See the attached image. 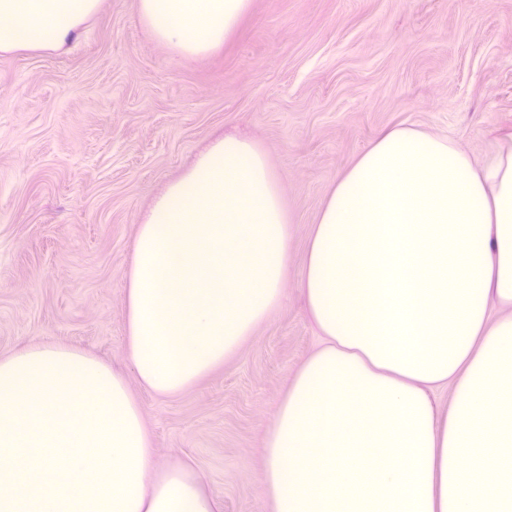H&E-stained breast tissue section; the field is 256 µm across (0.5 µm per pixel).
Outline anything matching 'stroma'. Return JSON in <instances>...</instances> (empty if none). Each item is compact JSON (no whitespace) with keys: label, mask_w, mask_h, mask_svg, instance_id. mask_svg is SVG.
<instances>
[{"label":"stroma","mask_w":512,"mask_h":512,"mask_svg":"<svg viewBox=\"0 0 512 512\" xmlns=\"http://www.w3.org/2000/svg\"><path fill=\"white\" fill-rule=\"evenodd\" d=\"M512 113V0H254L203 58L101 0L64 50L0 54V354L33 342L126 369L125 273L155 198L217 136L266 154L292 216L279 310L173 398L133 391L157 464L196 459L224 512H268L262 434L318 338L298 283L327 188L397 123L485 154Z\"/></svg>","instance_id":"35a3bbf8"}]
</instances>
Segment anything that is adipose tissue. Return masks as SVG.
Masks as SVG:
<instances>
[{"mask_svg": "<svg viewBox=\"0 0 512 512\" xmlns=\"http://www.w3.org/2000/svg\"><path fill=\"white\" fill-rule=\"evenodd\" d=\"M253 3L138 0V14L201 57ZM99 4L0 0V53L62 50ZM488 139L473 157L399 123L332 180L299 282L319 343L261 439L269 512H512V115ZM290 237L279 179L247 138H215L167 186L126 273L146 389L196 386L278 310ZM154 455L112 365L60 343L0 356V512H223L196 460Z\"/></svg>", "mask_w": 512, "mask_h": 512, "instance_id": "ef3b65f1", "label": "adipose tissue"}]
</instances>
